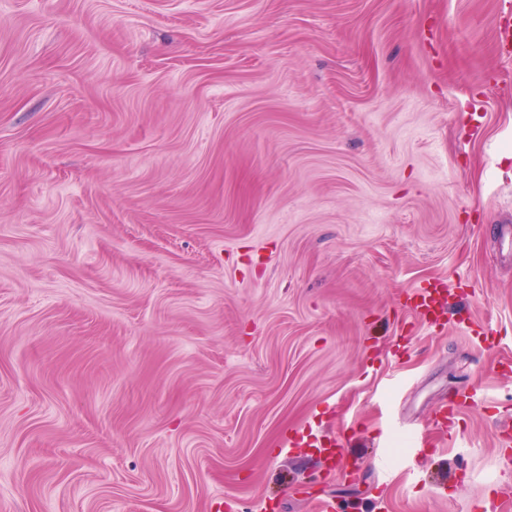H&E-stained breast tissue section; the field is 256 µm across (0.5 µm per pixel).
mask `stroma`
I'll return each instance as SVG.
<instances>
[{
    "label": "stroma",
    "instance_id": "1",
    "mask_svg": "<svg viewBox=\"0 0 512 512\" xmlns=\"http://www.w3.org/2000/svg\"><path fill=\"white\" fill-rule=\"evenodd\" d=\"M503 6L0 0V512L512 497ZM447 289L441 281L417 286L406 293L405 307L420 323L437 324L448 310Z\"/></svg>",
    "mask_w": 512,
    "mask_h": 512
}]
</instances>
